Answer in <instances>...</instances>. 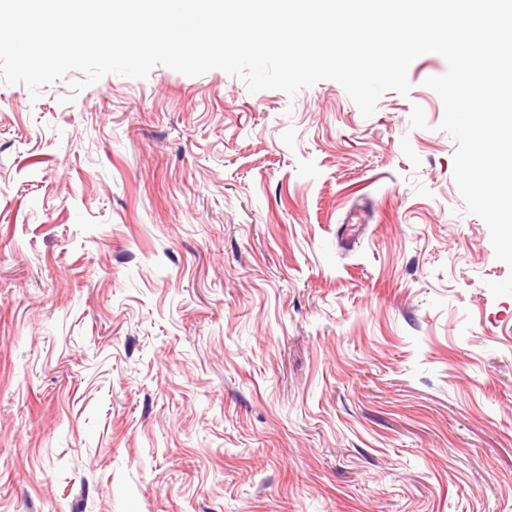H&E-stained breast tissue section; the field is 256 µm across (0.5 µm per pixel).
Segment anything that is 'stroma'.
Instances as JSON below:
<instances>
[{
	"mask_svg": "<svg viewBox=\"0 0 512 512\" xmlns=\"http://www.w3.org/2000/svg\"><path fill=\"white\" fill-rule=\"evenodd\" d=\"M446 69L368 118L219 69L0 85V512H512V269Z\"/></svg>",
	"mask_w": 512,
	"mask_h": 512,
	"instance_id": "obj_1",
	"label": "stroma"
}]
</instances>
